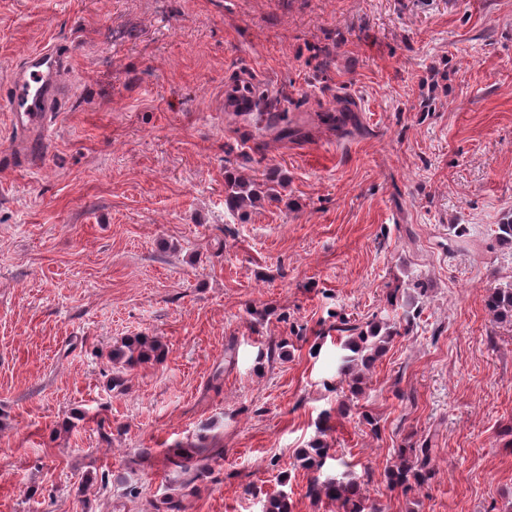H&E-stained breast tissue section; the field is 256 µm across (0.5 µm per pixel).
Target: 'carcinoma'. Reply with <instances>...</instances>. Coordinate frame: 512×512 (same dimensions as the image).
I'll return each instance as SVG.
<instances>
[{
  "label": "carcinoma",
  "instance_id": "obj_1",
  "mask_svg": "<svg viewBox=\"0 0 512 512\" xmlns=\"http://www.w3.org/2000/svg\"><path fill=\"white\" fill-rule=\"evenodd\" d=\"M259 199L256 183L252 180L234 179L226 182L224 204L235 211L250 206ZM487 308L495 318L512 319V287L496 288L488 296ZM337 331L347 334L345 356L340 368V382L347 383L353 393L361 391L366 371L372 362L382 354L392 337L399 334L397 326L384 322L357 323L343 322ZM164 354L159 341L147 336L129 337L112 350V363L132 366L157 361ZM331 458L329 448L319 441L300 451L301 466L312 473L307 486V496L313 501L323 499L338 505V512H380L376 503L370 501L364 490L365 481L352 471L340 479H323L320 472L327 459ZM212 452L205 446L183 447L180 444L163 453V464L180 485H188L203 476L210 468ZM387 476L391 488L400 487L407 491L420 486L434 476L431 465V448L422 442L418 448H400L387 465Z\"/></svg>",
  "mask_w": 512,
  "mask_h": 512
}]
</instances>
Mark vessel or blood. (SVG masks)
<instances>
[{
	"label": "vessel or blood",
	"instance_id": "vessel-or-blood-1",
	"mask_svg": "<svg viewBox=\"0 0 512 512\" xmlns=\"http://www.w3.org/2000/svg\"><path fill=\"white\" fill-rule=\"evenodd\" d=\"M63 57L58 50L46 48L27 56L11 81L0 109L9 112L15 130L46 128L45 117L54 100L65 89L62 80Z\"/></svg>",
	"mask_w": 512,
	"mask_h": 512
}]
</instances>
